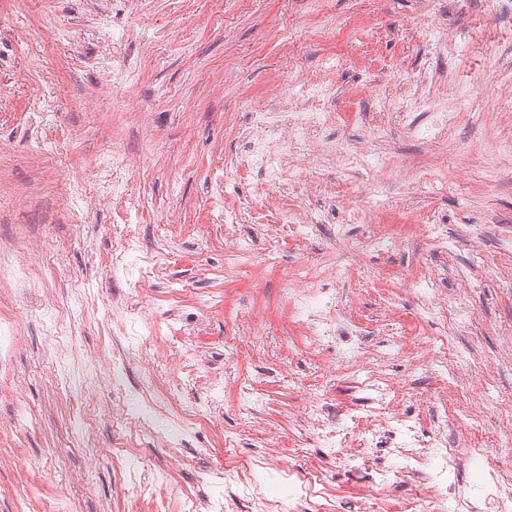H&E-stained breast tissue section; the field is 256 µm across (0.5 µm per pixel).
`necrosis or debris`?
Segmentation results:
<instances>
[{
  "label": "necrosis or debris",
  "instance_id": "1",
  "mask_svg": "<svg viewBox=\"0 0 512 512\" xmlns=\"http://www.w3.org/2000/svg\"><path fill=\"white\" fill-rule=\"evenodd\" d=\"M329 119V113L307 110L253 113L250 127L239 132L247 141V149L232 166L238 171L260 172L265 192H280L283 185L300 177L301 169L275 163V156L290 155L298 142L320 130ZM455 119V113L437 112L432 125L413 124L407 129L413 139L434 143L438 167L443 171L449 163L469 162V147L448 143L445 137ZM269 213L277 231L299 240L312 238L326 222L324 210L309 208L300 201L281 202ZM335 235L342 253H328L318 262L294 268L288 275L292 287L285 305L290 321L303 327L309 343L335 350L337 372L362 396L366 407L360 415L342 412L332 406L327 387H315L301 408L311 425L308 439L326 449L337 475L363 478L367 492L358 501L357 512H512V476L494 466L486 449L449 445L447 391L435 394L440 416L433 426L425 428L414 409L401 407L399 388L392 380L377 368L357 365L356 359L366 345L356 325L336 303L334 287L341 281L371 279V269L347 261L346 256L374 250L377 243L371 238L351 241L344 224L336 225ZM32 250L31 237L22 231L0 248V285L9 288L12 302L9 313L0 316V372L11 370L14 338L40 301L34 285L42 265L58 262L62 248L45 246L37 262L32 259ZM167 260V253L161 251L143 257L141 238L130 230L119 235L112 254L113 268L141 281ZM417 288L422 295L419 319L435 318L453 328L472 320L468 307L439 300L435 278L420 279ZM108 377L119 394L113 413L123 411L133 399L140 405L137 426L121 435L128 470L139 469L137 448L146 432L153 431L158 418L167 419L169 426L154 431L156 439L175 448L189 426L208 415L203 407L185 418L170 411L174 394L160 388L153 366L144 367L138 385L131 388L126 382L127 364L116 357ZM253 470L249 464L235 474L214 471L206 481L217 487L236 482L249 498L252 512H311L316 487L325 480L324 471L315 467L303 474L289 470L288 492L278 497L267 493L265 483L255 481Z\"/></svg>",
  "mask_w": 512,
  "mask_h": 512
}]
</instances>
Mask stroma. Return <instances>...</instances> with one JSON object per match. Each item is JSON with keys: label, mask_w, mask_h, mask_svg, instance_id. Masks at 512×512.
<instances>
[{"label": "stroma", "mask_w": 512, "mask_h": 512, "mask_svg": "<svg viewBox=\"0 0 512 512\" xmlns=\"http://www.w3.org/2000/svg\"><path fill=\"white\" fill-rule=\"evenodd\" d=\"M478 29L485 33L482 48L460 49L459 33ZM34 31L44 34L35 51L12 52L9 71L0 74V144L6 147L0 196L17 201L0 209V242L21 227L36 244L58 241L66 251L62 272L45 274L46 310L21 328L12 373L0 379V512H34L42 495L61 490L70 491L77 512H155L152 499L135 496L115 452L111 385L98 383L99 414L76 441L72 406L60 399L55 372L39 363L53 341L50 308L77 291L88 303L72 329L80 357L149 359L161 379L178 374L186 408L204 404L214 382L228 392L251 384L265 395L251 425L243 424L228 395L180 450L144 442L141 483L152 484L167 470L185 491L209 494L202 476L248 462L262 431L281 438L279 467H327L323 449L301 440L288 408L317 385L327 386L341 405L354 399L327 370L332 350L289 346L286 270L332 251V225L345 223L346 207L372 189L387 211L374 223L352 225L351 238L431 216L444 224L453 246L434 259L418 236L397 249L363 254L361 263L379 271V279L337 285V302L363 331V362L393 352L386 372L402 385L401 406L426 415L442 382L418 373L415 359L450 339L467 355L464 372L472 384L448 396L452 442L493 449L502 434H512V424L500 422L491 408L493 398L512 389V157L497 153L499 141L512 138V0H450L431 16L421 0H29L21 13L15 0H0V39L24 41ZM57 32L70 34L67 50L56 47ZM116 32L124 40L113 41ZM115 59L134 78L112 89L101 67ZM423 70L438 86L429 98L432 112L453 111L455 90L477 75L496 76L494 100L475 97L450 136L474 149V165L496 163L498 186L481 185L462 170L441 174L433 146L407 135L392 104L400 93L394 77ZM49 80L59 88L60 121L51 148L22 134L32 96ZM313 81L329 82L335 91L336 119L317 139L365 148L396 165L316 166L313 143L298 145L308 172L289 190L328 212L330 229L300 244L279 241L281 273L255 263L233 266L224 227L208 209L211 183L240 151L236 129L250 121L251 110L272 112L284 99L302 102ZM117 95L129 100L130 112L113 109ZM246 100L251 109L243 108ZM141 113L148 127H141ZM114 147L130 159L122 189L129 212L89 200L83 223H73L64 180L94 186L104 178L94 167L96 155ZM127 228L141 232L145 249L168 245L164 287L145 291L113 272L114 240ZM429 268L437 271L446 301H462L474 312L470 328L453 333L441 321L418 323L413 282ZM137 293L157 323L158 340L145 351L130 349L113 324ZM234 309L257 315L263 345L241 339L230 317ZM18 400L38 421L16 438L9 426ZM228 434L235 447H225Z\"/></svg>", "instance_id": "stroma-1"}]
</instances>
